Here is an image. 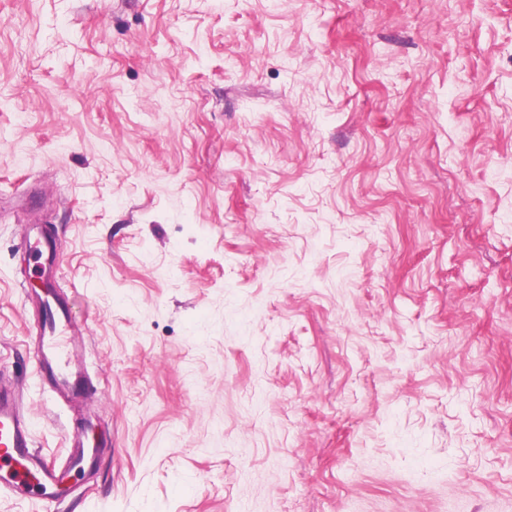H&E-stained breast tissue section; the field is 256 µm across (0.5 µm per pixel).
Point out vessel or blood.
<instances>
[{"label":"vessel or blood","mask_w":512,"mask_h":512,"mask_svg":"<svg viewBox=\"0 0 512 512\" xmlns=\"http://www.w3.org/2000/svg\"><path fill=\"white\" fill-rule=\"evenodd\" d=\"M29 249L41 259V287L26 296L42 311L37 326L36 369L54 394L75 400L87 388L83 330L68 298L57 289V261L50 241H35ZM68 445V460L63 466L47 462L37 452L20 387L9 370L0 366V496L21 499L37 494L49 502L62 503L71 493L72 473H93L111 443L95 437L92 422L86 420L69 433Z\"/></svg>","instance_id":"obj_1"}]
</instances>
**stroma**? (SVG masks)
Here are the masks:
<instances>
[{
	"label": "stroma",
	"mask_w": 512,
	"mask_h": 512,
	"mask_svg": "<svg viewBox=\"0 0 512 512\" xmlns=\"http://www.w3.org/2000/svg\"><path fill=\"white\" fill-rule=\"evenodd\" d=\"M0 363L112 439L0 512H512V0H0ZM25 246L36 253L40 261L38 278L41 290L26 292V301L32 302L40 313L37 326L39 345L35 352V364L41 379L52 392L66 400H75L86 394L84 377L83 330L79 326L73 306L57 288V261L49 239L44 238ZM46 314H42V309Z\"/></svg>",
	"instance_id": "obj_1"
}]
</instances>
